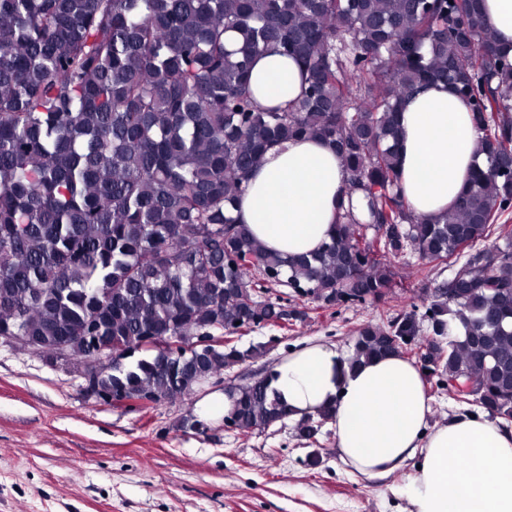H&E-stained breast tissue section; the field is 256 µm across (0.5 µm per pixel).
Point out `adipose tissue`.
<instances>
[{"label": "adipose tissue", "mask_w": 512, "mask_h": 512, "mask_svg": "<svg viewBox=\"0 0 512 512\" xmlns=\"http://www.w3.org/2000/svg\"><path fill=\"white\" fill-rule=\"evenodd\" d=\"M480 8L512 60V0H481ZM303 80L293 59L273 52L257 57L251 70L264 107L295 98ZM397 122L403 194L417 216L436 218L482 165L470 107L440 83L409 100ZM343 188L344 166L333 147L295 138L265 153L233 215L266 250L311 254L335 233ZM269 388L289 419L331 410L336 446L353 473L383 479L413 466L401 489L409 512H512V423L464 411L430 426L426 379L405 356L358 362L353 351L310 341L273 368Z\"/></svg>", "instance_id": "1"}]
</instances>
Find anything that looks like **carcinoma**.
<instances>
[{
	"label": "carcinoma",
	"mask_w": 512,
	"mask_h": 512,
	"mask_svg": "<svg viewBox=\"0 0 512 512\" xmlns=\"http://www.w3.org/2000/svg\"><path fill=\"white\" fill-rule=\"evenodd\" d=\"M268 50L306 78L262 107L249 74ZM438 82L468 101L486 164L426 221L401 194L397 113ZM302 136L334 146L348 205L321 251L268 253L232 209L264 153ZM511 213L512 63L477 0H0V336L20 330L39 355L65 342L78 361L92 336L112 345L104 394L189 395L263 346L179 357L147 337L283 329L290 298L269 278L379 303L410 250L429 304L360 325L356 355H410L439 387L467 374L512 418V236L486 244ZM269 378L231 393L236 430L288 419Z\"/></svg>",
	"instance_id": "obj_1"
}]
</instances>
